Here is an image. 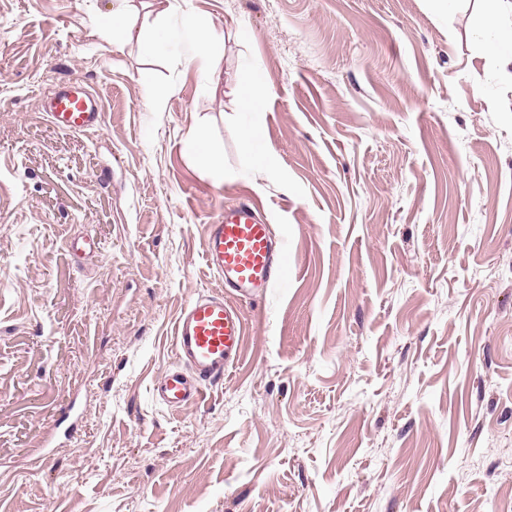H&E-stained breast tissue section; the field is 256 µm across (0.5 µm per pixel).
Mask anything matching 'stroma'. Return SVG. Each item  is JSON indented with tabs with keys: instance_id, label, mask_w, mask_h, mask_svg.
<instances>
[{
	"instance_id": "1",
	"label": "stroma",
	"mask_w": 512,
	"mask_h": 512,
	"mask_svg": "<svg viewBox=\"0 0 512 512\" xmlns=\"http://www.w3.org/2000/svg\"><path fill=\"white\" fill-rule=\"evenodd\" d=\"M484 8L0 0V512H512V77ZM184 20L221 35L208 77L142 45ZM73 79L100 130L48 121ZM240 200L288 285L241 301L240 361L168 409L151 388L224 286L206 230Z\"/></svg>"
}]
</instances>
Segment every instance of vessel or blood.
<instances>
[{
    "mask_svg": "<svg viewBox=\"0 0 512 512\" xmlns=\"http://www.w3.org/2000/svg\"><path fill=\"white\" fill-rule=\"evenodd\" d=\"M51 123L63 132L94 131L103 123V105L77 82L55 85L43 104ZM208 267L224 280L220 294L189 300L174 328L178 366L152 387L161 404L176 408L199 400L208 385L223 381L242 354L247 326L236 298L266 296L288 281V244L251 204L239 202L219 212L204 243Z\"/></svg>",
    "mask_w": 512,
    "mask_h": 512,
    "instance_id": "1",
    "label": "vessel or blood"
}]
</instances>
